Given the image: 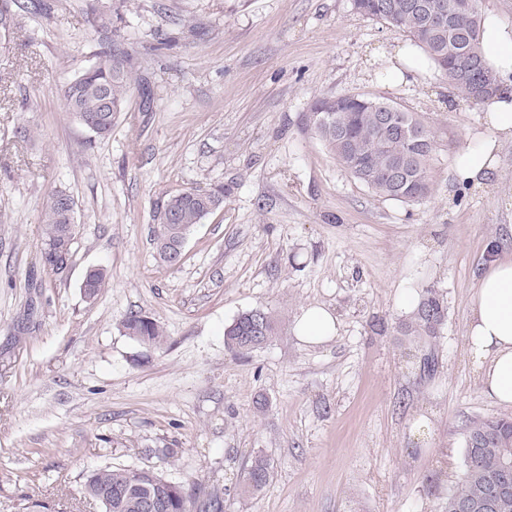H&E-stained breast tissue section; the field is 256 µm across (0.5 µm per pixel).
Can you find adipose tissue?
I'll return each instance as SVG.
<instances>
[{
  "label": "adipose tissue",
  "instance_id": "1",
  "mask_svg": "<svg viewBox=\"0 0 512 512\" xmlns=\"http://www.w3.org/2000/svg\"><path fill=\"white\" fill-rule=\"evenodd\" d=\"M481 41L486 62L502 84L497 96L481 104L487 136L456 161L459 177L474 182L493 167L500 141L512 139V28L486 16ZM296 334L307 344H321L337 336L338 321L328 309L310 307L298 317ZM465 339L486 394L512 405V259L494 255L488 260L469 303Z\"/></svg>",
  "mask_w": 512,
  "mask_h": 512
}]
</instances>
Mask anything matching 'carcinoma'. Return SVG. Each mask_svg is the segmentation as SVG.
<instances>
[{"label": "carcinoma", "mask_w": 512, "mask_h": 512, "mask_svg": "<svg viewBox=\"0 0 512 512\" xmlns=\"http://www.w3.org/2000/svg\"><path fill=\"white\" fill-rule=\"evenodd\" d=\"M407 0H352L360 14L401 31L419 47L428 65L448 79L461 96L471 100L472 88L480 81L486 66L479 40L482 15L481 0H428L444 6L453 14L447 32L427 41L420 36L422 18L407 9ZM28 10L24 0H0V40L7 36L5 25L15 27L17 19ZM130 90L126 59L122 52L104 50L99 61L63 91L64 107L80 124L99 137L112 134L124 111ZM387 101L356 95L348 111L336 112L330 97L316 99L309 108L307 127L334 157L338 165L379 196L401 202H419L431 193L429 161L436 148L432 127L420 115L404 109L394 113L399 132L387 134L378 124ZM224 200L221 189L187 190L169 197L160 207L153 243L160 260L169 267L178 265L182 254L165 242L164 230L190 234L201 220L219 208ZM76 206L64 189L54 190L47 203L43 224L40 261L54 275L68 269L76 224L68 217ZM106 286V274L89 271L83 281L87 299L95 298ZM448 313L442 294L429 288L418 300L406 332L435 347ZM125 333L156 348L167 342L162 325L155 319L131 312L123 321ZM279 322L269 310L258 307L241 314L224 329L225 346L240 356L270 343L278 335ZM512 420L482 418L469 422L463 430V471L459 481L446 492L439 508L457 512L460 503H478L494 487L508 481V509L512 512ZM271 466L263 454L252 456L236 490L241 497H251L269 482ZM101 512H145L141 502L146 497L162 504V512H188L187 495L160 472L146 468L104 466L91 471L83 488Z\"/></svg>", "instance_id": "cac0c4a2"}]
</instances>
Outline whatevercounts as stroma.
Returning a JSON list of instances; mask_svg holds the SVG:
<instances>
[{"mask_svg": "<svg viewBox=\"0 0 512 512\" xmlns=\"http://www.w3.org/2000/svg\"><path fill=\"white\" fill-rule=\"evenodd\" d=\"M47 2L0 55V512H99L82 491L106 465L161 472L190 512L213 498L222 512H437L426 478L457 482L463 426L512 419L485 394L464 338L488 242L512 256V141L484 187L461 184L456 159L485 132L479 106L431 67L408 84L387 78L409 38L351 0ZM108 45L129 60L131 92L101 139L62 93ZM341 94L429 121L426 199L375 195L304 130L312 100ZM23 125L34 140L17 138ZM218 186L222 207L195 226L179 265L161 264V204ZM57 188L77 224L60 276L39 262ZM92 268L107 285L89 301ZM405 287L448 305L431 375L401 332ZM311 306L338 317L320 345L295 332ZM256 307L281 331L236 355L224 329ZM132 311L160 322L167 344L125 335ZM258 452L270 481L239 498Z\"/></svg>", "mask_w": 512, "mask_h": 512, "instance_id": "obj_1", "label": "stroma"}]
</instances>
